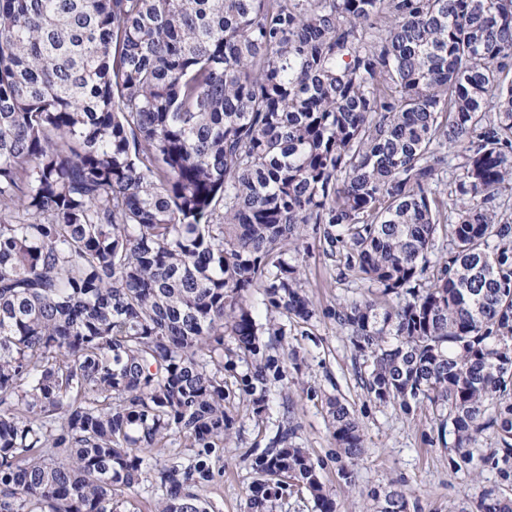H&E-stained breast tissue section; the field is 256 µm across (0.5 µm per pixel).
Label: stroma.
<instances>
[{
  "label": "stroma",
  "mask_w": 512,
  "mask_h": 512,
  "mask_svg": "<svg viewBox=\"0 0 512 512\" xmlns=\"http://www.w3.org/2000/svg\"><path fill=\"white\" fill-rule=\"evenodd\" d=\"M305 291L316 314L307 323L286 318L266 306L260 294L248 298L259 326L276 322L282 333L259 338L261 355L277 360L263 388L246 386L251 360L224 341V380L235 397L226 411L232 425L223 448L208 458L210 477L194 492L209 512H248L253 467L279 428L290 427L288 444L305 449L321 482L332 495L336 512H378L372 491L401 490L405 512H448L462 499L478 500L488 490L512 496V462L490 461L489 441L478 443L469 465L438 438L431 411L420 405L403 409L382 404L367 392L360 377L365 356L335 315L343 305L362 299L365 288L340 277L336 259L324 254L318 238L308 236L298 254ZM339 398L354 414L364 440L356 459L337 452L326 402Z\"/></svg>",
  "instance_id": "obj_1"
}]
</instances>
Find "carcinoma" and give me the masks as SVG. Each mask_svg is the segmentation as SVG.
<instances>
[{"label":"carcinoma","mask_w":512,"mask_h":512,"mask_svg":"<svg viewBox=\"0 0 512 512\" xmlns=\"http://www.w3.org/2000/svg\"><path fill=\"white\" fill-rule=\"evenodd\" d=\"M507 191L512 0H0V512H127L146 477L156 512H207L224 337L255 355L254 291L313 318L287 258L309 230L367 289L336 322L368 393L431 408L465 465L485 436L509 462ZM175 444L200 453L148 467ZM255 473L249 512L290 480L335 512L302 448Z\"/></svg>","instance_id":"obj_1"}]
</instances>
